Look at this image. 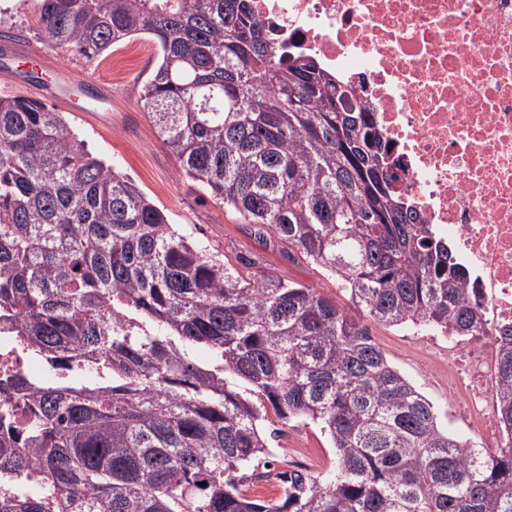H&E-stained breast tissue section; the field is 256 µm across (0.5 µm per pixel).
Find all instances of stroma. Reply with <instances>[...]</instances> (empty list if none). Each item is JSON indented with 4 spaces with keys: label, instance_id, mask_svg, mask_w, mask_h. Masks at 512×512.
Instances as JSON below:
<instances>
[{
    "label": "stroma",
    "instance_id": "1",
    "mask_svg": "<svg viewBox=\"0 0 512 512\" xmlns=\"http://www.w3.org/2000/svg\"><path fill=\"white\" fill-rule=\"evenodd\" d=\"M52 55L58 68L95 75L111 86V129L94 130L89 122L74 115L69 118L71 127L87 141L95 155L131 178L164 208L178 229L191 235L208 252L225 256L230 263H238L242 258L255 259L256 264L250 269L253 275L271 273L282 280L335 295L340 305H347L346 294L339 292L336 283L320 269L302 260H288L279 247L261 245L247 233L233 212L225 210L186 178L159 140L141 103L142 85L157 63V50L152 41L141 35L131 38L113 46L110 55L98 63L63 48L53 49ZM368 327L390 363L433 404L440 425L459 438H466L458 404L448 396L447 337L374 321ZM275 429L280 432L276 438L271 435ZM263 431L271 436L275 473L261 481L246 482L244 491L248 497H257L259 488L276 485V473L288 470L303 456L309 458L317 475L329 477L334 451L317 425L285 424L274 418L265 423Z\"/></svg>",
    "mask_w": 512,
    "mask_h": 512
}]
</instances>
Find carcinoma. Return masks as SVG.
Listing matches in <instances>:
<instances>
[{"instance_id": "carcinoma-1", "label": "carcinoma", "mask_w": 512, "mask_h": 512, "mask_svg": "<svg viewBox=\"0 0 512 512\" xmlns=\"http://www.w3.org/2000/svg\"><path fill=\"white\" fill-rule=\"evenodd\" d=\"M51 47L89 61L147 35L143 109L193 184L249 233L336 282L360 313L440 336L487 333L467 276L411 198L367 108L290 53L248 0H33ZM51 371L24 422L0 415V512H512V447L470 448L386 358L369 328L315 288L255 281L170 224L46 102L0 96V332ZM494 388L512 435V327ZM211 353L200 364L198 349ZM307 420L335 450L325 482L281 474L261 422ZM207 486H201V483Z\"/></svg>"}]
</instances>
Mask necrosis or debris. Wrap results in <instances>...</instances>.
<instances>
[{"instance_id":"4bbe7bcc","label":"necrosis or debris","mask_w":512,"mask_h":512,"mask_svg":"<svg viewBox=\"0 0 512 512\" xmlns=\"http://www.w3.org/2000/svg\"><path fill=\"white\" fill-rule=\"evenodd\" d=\"M279 39L361 93L404 190L469 272L490 333L512 326V0H255ZM449 362L475 409L468 445L512 446L484 337Z\"/></svg>"}]
</instances>
